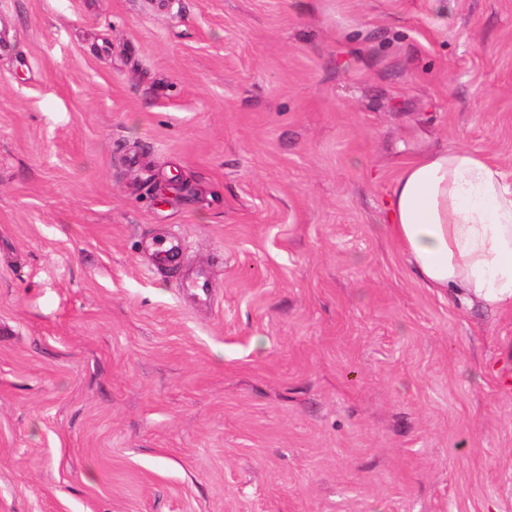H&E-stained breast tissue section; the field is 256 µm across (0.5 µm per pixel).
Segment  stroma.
Wrapping results in <instances>:
<instances>
[{
	"mask_svg": "<svg viewBox=\"0 0 512 512\" xmlns=\"http://www.w3.org/2000/svg\"><path fill=\"white\" fill-rule=\"evenodd\" d=\"M459 146L512 0H0V512H512V308L382 222Z\"/></svg>",
	"mask_w": 512,
	"mask_h": 512,
	"instance_id": "1",
	"label": "stroma"
}]
</instances>
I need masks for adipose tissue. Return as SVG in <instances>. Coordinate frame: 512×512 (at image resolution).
I'll use <instances>...</instances> for the list:
<instances>
[{
	"instance_id": "obj_1",
	"label": "adipose tissue",
	"mask_w": 512,
	"mask_h": 512,
	"mask_svg": "<svg viewBox=\"0 0 512 512\" xmlns=\"http://www.w3.org/2000/svg\"><path fill=\"white\" fill-rule=\"evenodd\" d=\"M387 227L424 287L471 305L512 307V189L496 165L465 148L405 161Z\"/></svg>"
}]
</instances>
